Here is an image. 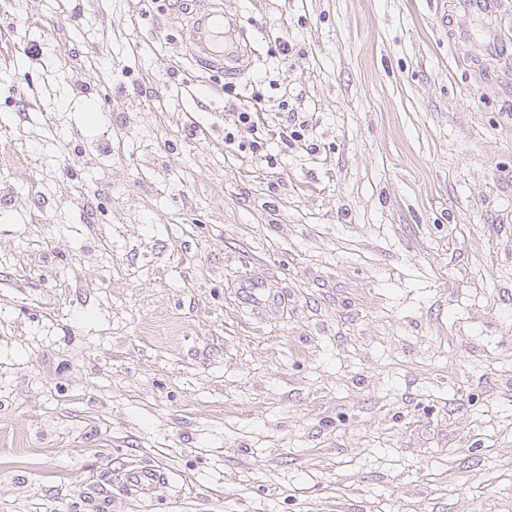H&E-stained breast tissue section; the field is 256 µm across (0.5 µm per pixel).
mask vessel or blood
I'll list each match as a JSON object with an SVG mask.
<instances>
[{
    "label": "vessel or blood",
    "instance_id": "1",
    "mask_svg": "<svg viewBox=\"0 0 512 512\" xmlns=\"http://www.w3.org/2000/svg\"><path fill=\"white\" fill-rule=\"evenodd\" d=\"M190 52L205 69L235 79L249 69L256 54L248 37L240 36L236 16L226 13L222 0H183ZM277 294L270 282L253 283L245 304L258 314L268 313Z\"/></svg>",
    "mask_w": 512,
    "mask_h": 512
}]
</instances>
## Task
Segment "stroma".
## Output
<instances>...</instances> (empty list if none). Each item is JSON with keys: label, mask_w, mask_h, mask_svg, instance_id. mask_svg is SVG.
<instances>
[{"label": "stroma", "mask_w": 512, "mask_h": 512, "mask_svg": "<svg viewBox=\"0 0 512 512\" xmlns=\"http://www.w3.org/2000/svg\"><path fill=\"white\" fill-rule=\"evenodd\" d=\"M224 7L0 0V512H512V0ZM183 1V14L189 18L190 52L205 69L224 73L236 79L252 66L256 50L246 32L238 25L236 15L224 11V2L217 0ZM229 29V30H228ZM240 33V40L235 33ZM226 33V34H225ZM224 36L230 44L224 46ZM233 36V37H232ZM278 293L277 288L270 282H255L252 284L246 300L243 302L256 314H265L270 310V303Z\"/></svg>", "instance_id": "obj_1"}]
</instances>
